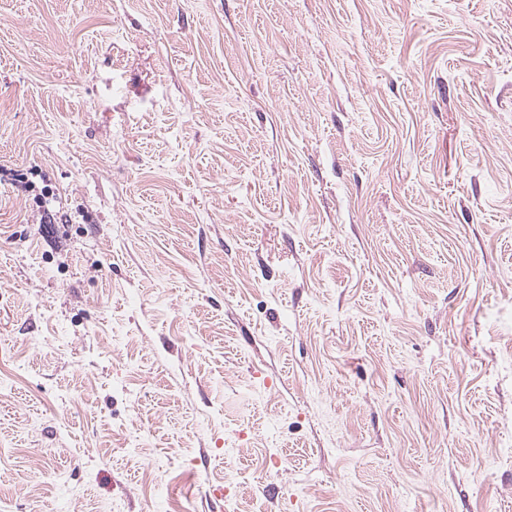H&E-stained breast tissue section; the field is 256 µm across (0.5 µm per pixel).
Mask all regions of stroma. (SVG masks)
Here are the masks:
<instances>
[{"instance_id": "obj_1", "label": "stroma", "mask_w": 512, "mask_h": 512, "mask_svg": "<svg viewBox=\"0 0 512 512\" xmlns=\"http://www.w3.org/2000/svg\"><path fill=\"white\" fill-rule=\"evenodd\" d=\"M63 494L512 512V0H0V512Z\"/></svg>"}]
</instances>
